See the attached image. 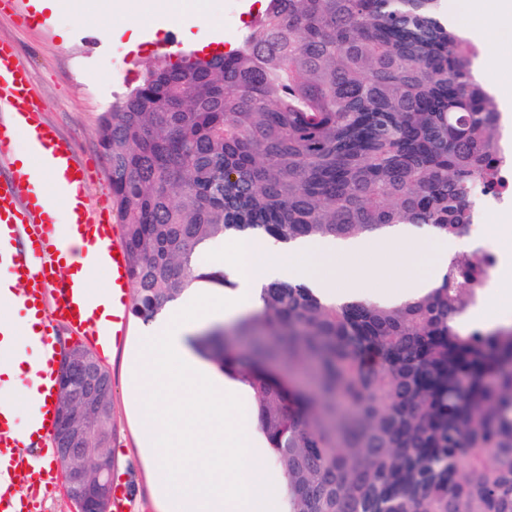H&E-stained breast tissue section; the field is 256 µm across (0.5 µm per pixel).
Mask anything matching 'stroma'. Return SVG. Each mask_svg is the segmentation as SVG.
I'll list each match as a JSON object with an SVG mask.
<instances>
[{
	"mask_svg": "<svg viewBox=\"0 0 512 512\" xmlns=\"http://www.w3.org/2000/svg\"><path fill=\"white\" fill-rule=\"evenodd\" d=\"M215 8L205 20L192 12L177 21L149 17L141 24L140 43L132 49L127 36H110L95 26L73 23L66 10L45 13L44 23L32 24L29 0H0V41L14 46L28 70L44 121L73 143L77 159L90 171L85 189L90 213H115L112 171L96 134L102 115L139 84L145 67L157 57L192 49L188 33L206 27L213 42L234 47L261 18L258 0H240L238 9L245 22L229 32L218 17L222 0ZM141 327L140 321L130 320L127 335L100 362L112 377V457L129 487L131 512H159L151 461L139 446L129 392L128 353Z\"/></svg>",
	"mask_w": 512,
	"mask_h": 512,
	"instance_id": "35a3bbf8",
	"label": "stroma"
}]
</instances>
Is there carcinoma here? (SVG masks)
Segmentation results:
<instances>
[{
  "label": "carcinoma",
  "instance_id": "carcinoma-1",
  "mask_svg": "<svg viewBox=\"0 0 512 512\" xmlns=\"http://www.w3.org/2000/svg\"><path fill=\"white\" fill-rule=\"evenodd\" d=\"M475 56L444 0H269L235 51L158 59L97 130L133 316L206 278L219 237L466 235L503 163ZM479 279L461 256L398 305L274 281L197 339L254 393L281 512H512V324L456 325Z\"/></svg>",
  "mask_w": 512,
  "mask_h": 512
}]
</instances>
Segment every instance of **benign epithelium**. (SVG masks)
Segmentation results:
<instances>
[{"label":"benign epithelium","instance_id":"7a95c632","mask_svg":"<svg viewBox=\"0 0 512 512\" xmlns=\"http://www.w3.org/2000/svg\"><path fill=\"white\" fill-rule=\"evenodd\" d=\"M64 364L79 374L76 382L59 377L58 398L65 402L58 414L54 447L65 467L64 488L76 512H109L114 460L106 448L94 444L92 423L109 413L112 379L84 346L68 349Z\"/></svg>","mask_w":512,"mask_h":512}]
</instances>
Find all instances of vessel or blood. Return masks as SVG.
Returning <instances> with one entry per match:
<instances>
[{"mask_svg":"<svg viewBox=\"0 0 512 512\" xmlns=\"http://www.w3.org/2000/svg\"><path fill=\"white\" fill-rule=\"evenodd\" d=\"M32 82L10 44L0 42V158L8 154L16 127H28L33 155L53 169L61 189L83 190L86 179L73 145L44 123L40 112L27 108ZM46 186L34 181L19 162L0 172V277L18 283L19 292L0 296V307L25 320H37L42 329L35 341L19 347L0 346V365L13 362L19 349H37L28 359L27 373L35 385L14 403H0V456L8 457L11 480L41 483L31 461L52 452L56 425L53 401L64 348L51 340V330L67 327L98 338L96 315L85 294V274H61V243L66 231L78 233L85 246L112 265V339L120 341L128 325L127 291L130 280L126 247L113 224L89 216L77 203L75 224L54 223L43 204Z\"/></svg>","mask_w":512,"mask_h":512,"instance_id":"vessel-or-blood-1","label":"vessel or blood"}]
</instances>
